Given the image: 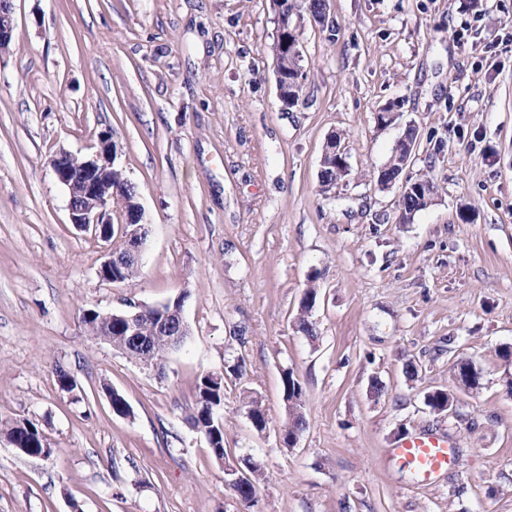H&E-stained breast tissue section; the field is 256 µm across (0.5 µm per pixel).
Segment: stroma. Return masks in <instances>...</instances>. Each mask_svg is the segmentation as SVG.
<instances>
[{"instance_id":"stroma-1","label":"stroma","mask_w":512,"mask_h":512,"mask_svg":"<svg viewBox=\"0 0 512 512\" xmlns=\"http://www.w3.org/2000/svg\"><path fill=\"white\" fill-rule=\"evenodd\" d=\"M298 103L277 99L270 0H14L0 53V512H512V0H328L301 11ZM403 104L377 122L389 101ZM407 173L438 188L411 222L374 174L406 126ZM110 131L150 232L139 275L99 281L105 244L70 222L49 159ZM351 173L318 181L330 133ZM318 297L297 326L307 283ZM184 297L162 369L84 331L85 309ZM224 387V446L264 472L243 502L189 423L201 373ZM472 361L478 388L457 386ZM63 363L74 391L61 390ZM414 372H407V365ZM303 389L294 444L281 376ZM115 389L131 413L115 414ZM452 390L449 410L426 404ZM258 398L264 431L245 405ZM450 436L421 483L392 455ZM25 423L26 425L20 427L19 425L21 423ZM27 426V427H26ZM0 434L1 436L5 435L6 438L11 439L18 435L20 438H24V444L26 448H23L24 451L19 450L20 447L17 443L13 441H8L13 448H16V450L25 456L30 457V454H40V455H33L31 457H47L45 454H41L43 452L47 451L48 456L52 454L53 448L44 447V441H48L46 437L42 435V432L38 428V426L26 419L23 420H13V421H6V422H0ZM393 454L411 466L424 481H437L455 463L452 441L445 436L418 434L403 441Z\"/></svg>"}]
</instances>
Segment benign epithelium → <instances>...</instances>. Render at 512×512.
Here are the masks:
<instances>
[{
    "label": "benign epithelium",
    "mask_w": 512,
    "mask_h": 512,
    "mask_svg": "<svg viewBox=\"0 0 512 512\" xmlns=\"http://www.w3.org/2000/svg\"><path fill=\"white\" fill-rule=\"evenodd\" d=\"M13 0H0V52L7 49L12 41L14 30ZM277 38L273 51L288 56L295 70L294 81L303 82L304 71L299 65L302 59L301 50L293 41L295 31L299 27L300 17L291 13H275ZM118 154L112 134L104 131L98 135V150L90 158H79L68 152H59L50 159L51 169L56 179L66 187L69 201L68 210L70 221L80 230H90L103 241L112 238V200L115 197V187L112 185L111 173L118 166ZM388 167L380 169V178L384 186H399V198L413 193L426 196V202H431L435 189L431 186L419 187L408 178L390 176ZM140 194L133 195L119 213L118 227L121 232L119 241L123 244L124 253L135 261H141L146 242L147 226L143 222V210L139 203ZM145 308L140 307L133 312H102L100 317L108 322L116 321L131 333L139 329L140 320Z\"/></svg>",
    "instance_id": "obj_1"
}]
</instances>
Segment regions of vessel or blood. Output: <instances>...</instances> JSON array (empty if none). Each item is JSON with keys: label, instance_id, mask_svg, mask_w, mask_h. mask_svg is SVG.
<instances>
[{"label": "vessel or blood", "instance_id": "1", "mask_svg": "<svg viewBox=\"0 0 512 512\" xmlns=\"http://www.w3.org/2000/svg\"><path fill=\"white\" fill-rule=\"evenodd\" d=\"M396 457L411 466L425 481H437L456 461L454 445L445 436L418 434L395 448Z\"/></svg>", "mask_w": 512, "mask_h": 512}]
</instances>
